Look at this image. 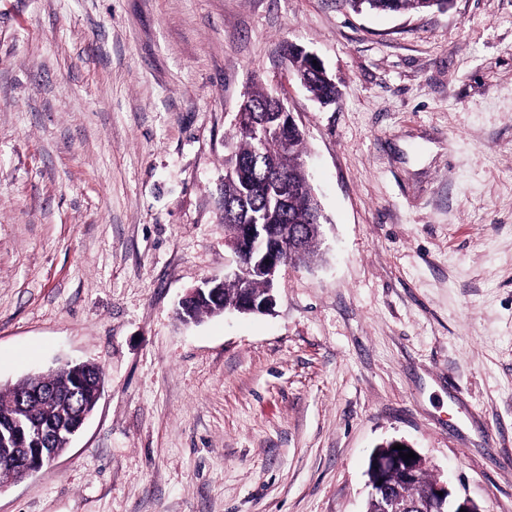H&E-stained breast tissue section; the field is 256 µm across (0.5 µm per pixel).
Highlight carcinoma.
Wrapping results in <instances>:
<instances>
[{
  "label": "carcinoma",
  "mask_w": 512,
  "mask_h": 512,
  "mask_svg": "<svg viewBox=\"0 0 512 512\" xmlns=\"http://www.w3.org/2000/svg\"><path fill=\"white\" fill-rule=\"evenodd\" d=\"M356 12L401 13L414 11L429 13L447 7L449 0H347ZM292 74L305 84L317 100H328L338 95L337 87L303 56L287 52ZM256 125L262 130L257 138L254 131L234 124L232 139L235 151L227 160L232 173L224 177L222 222L230 237L238 245L254 249L253 256L261 257L276 245V232L296 224L303 230L304 240L297 255L303 263L319 244L321 210L313 195L308 174L301 162L303 138L291 112L281 111L272 94L258 89L249 96ZM245 224L267 225L265 242L253 247L243 228ZM224 297V309H237L244 301L238 281H214L205 285L204 295L187 307L179 308L184 321L198 319L203 314L216 313L217 305L211 297L212 289ZM27 381L0 391V485L16 477V471L7 462L9 450L14 447L12 437L16 424L12 420L19 399L27 395ZM43 387L59 396L60 405L50 408L40 417V423L57 433L56 447L65 442L63 431L79 411L94 408L104 390L101 382H90L79 392H72L69 368L51 371L43 376ZM399 487L396 508L425 499L430 483L426 470L413 482L401 476L392 477Z\"/></svg>",
  "instance_id": "1"
}]
</instances>
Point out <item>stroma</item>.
I'll use <instances>...</instances> for the list:
<instances>
[{
  "label": "stroma",
  "mask_w": 512,
  "mask_h": 512,
  "mask_svg": "<svg viewBox=\"0 0 512 512\" xmlns=\"http://www.w3.org/2000/svg\"><path fill=\"white\" fill-rule=\"evenodd\" d=\"M258 88L303 133L321 241L270 312L185 324L235 259ZM66 359L105 391L0 512H366L389 440L512 512V0H0V385ZM356 12L401 13L414 11L429 13L446 8L449 0H346ZM294 54L287 48V56L289 62V68L292 74L300 81L305 84L308 91L315 97L316 100H328L334 96L337 97L338 89L332 84L329 79L324 76L321 72L316 71L313 65L302 55H306L312 62L317 61L314 64L320 71H326L321 59L312 52H307L303 48L298 46L292 47ZM285 58V59H286Z\"/></svg>",
  "instance_id": "35a3bbf8"
}]
</instances>
